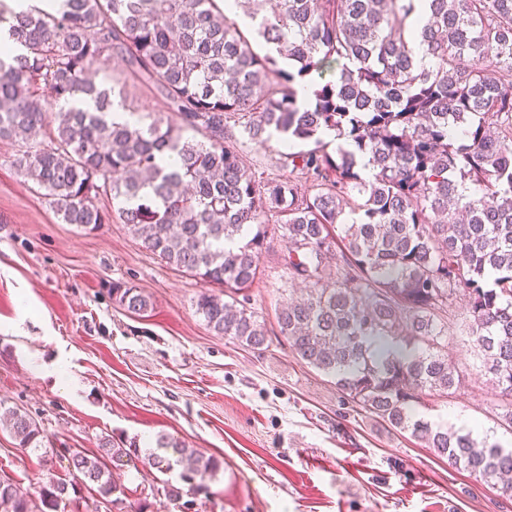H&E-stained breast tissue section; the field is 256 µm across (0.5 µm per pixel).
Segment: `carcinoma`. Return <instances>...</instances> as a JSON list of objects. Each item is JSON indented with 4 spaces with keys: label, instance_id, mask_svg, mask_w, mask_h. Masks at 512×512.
<instances>
[{
    "label": "carcinoma",
    "instance_id": "1",
    "mask_svg": "<svg viewBox=\"0 0 512 512\" xmlns=\"http://www.w3.org/2000/svg\"><path fill=\"white\" fill-rule=\"evenodd\" d=\"M47 2L59 7L17 14L0 3L24 48L0 58V140L62 221L125 224L167 264L224 288L199 294L196 312L253 350L268 330L234 295L260 275L266 225H279L288 280L310 285L277 316L296 355L511 501L512 448L435 428L416 408L462 383L441 318L462 296L473 357L512 429V0H249L264 55L218 0ZM114 55L126 72L111 95L92 75ZM313 73L301 105L297 84ZM128 77L176 121L113 120L127 111ZM83 97L94 111L53 110ZM327 131L350 148L329 152ZM273 141L286 177L245 151ZM112 299L131 313L152 307L133 286L113 285ZM0 424L20 447H41L28 413L0 402ZM174 456L190 462L181 481L197 490L220 469L167 435L146 459L168 472ZM135 459L110 439L66 456L79 484L114 504L126 489L109 464ZM71 490L51 481L41 503L54 512ZM0 512L39 508L0 479Z\"/></svg>",
    "mask_w": 512,
    "mask_h": 512
}]
</instances>
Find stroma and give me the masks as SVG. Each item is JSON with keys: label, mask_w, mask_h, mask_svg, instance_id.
Returning <instances> with one entry per match:
<instances>
[{"label": "stroma", "mask_w": 512, "mask_h": 512, "mask_svg": "<svg viewBox=\"0 0 512 512\" xmlns=\"http://www.w3.org/2000/svg\"><path fill=\"white\" fill-rule=\"evenodd\" d=\"M125 96L131 120H170L146 84L128 82ZM13 153L0 142V401L25 409L43 443L26 450L0 430V478L36 500L49 479L74 480L60 450L93 451L109 438L145 451L167 434L221 463L192 512H512L497 489L391 430L275 335L288 297L282 242L238 295L272 331L252 350L197 314L207 283L147 251L126 225L63 223ZM116 283L140 288L151 309L119 306ZM463 371L462 386L426 396L419 416L466 418L511 447L496 391L472 364ZM113 475L129 491L128 512H180L161 493L178 471L140 463Z\"/></svg>", "instance_id": "stroma-1"}]
</instances>
